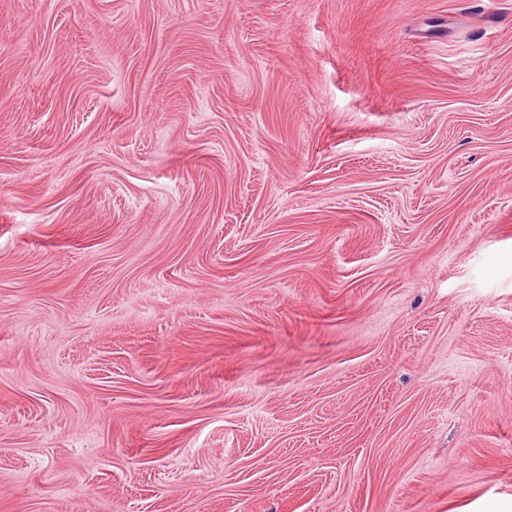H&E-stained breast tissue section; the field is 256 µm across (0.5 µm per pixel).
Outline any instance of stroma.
Returning a JSON list of instances; mask_svg holds the SVG:
<instances>
[{
  "mask_svg": "<svg viewBox=\"0 0 512 512\" xmlns=\"http://www.w3.org/2000/svg\"><path fill=\"white\" fill-rule=\"evenodd\" d=\"M0 512H512V0H0Z\"/></svg>",
  "mask_w": 512,
  "mask_h": 512,
  "instance_id": "35a3bbf8",
  "label": "stroma"
}]
</instances>
